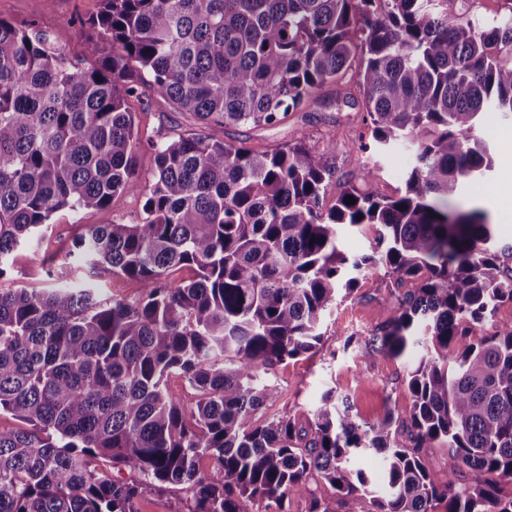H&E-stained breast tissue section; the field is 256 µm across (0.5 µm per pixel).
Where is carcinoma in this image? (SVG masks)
I'll return each mask as SVG.
<instances>
[{"label":"carcinoma","instance_id":"1","mask_svg":"<svg viewBox=\"0 0 512 512\" xmlns=\"http://www.w3.org/2000/svg\"><path fill=\"white\" fill-rule=\"evenodd\" d=\"M101 4L79 20L81 59L35 21L0 19V279L62 209L135 193L147 214L87 225L66 255L90 278L138 281L137 300L88 281L0 288V413L26 424L0 429V512H138L171 487L188 512H289L315 474L342 512H512V320H496L512 244L449 202L492 168L481 115L512 112V16L471 17L465 0ZM348 78L374 149L413 147L398 196L378 193L367 160L362 186L337 178L334 136L263 152L218 136L275 128L330 85L349 104ZM148 91L197 129L142 134L129 99ZM342 226L374 228L369 252L346 255ZM178 266L194 276L172 279ZM378 268L395 277L389 316L344 347L413 357L411 407L359 422L328 390L306 425L259 417L279 395L268 371L322 344L338 299ZM173 374L195 403L169 391ZM438 445L448 462L430 470L420 449ZM366 455L380 480L356 465Z\"/></svg>","mask_w":512,"mask_h":512}]
</instances>
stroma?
Masks as SVG:
<instances>
[{
  "label": "stroma",
  "instance_id": "35a3bbf8",
  "mask_svg": "<svg viewBox=\"0 0 512 512\" xmlns=\"http://www.w3.org/2000/svg\"><path fill=\"white\" fill-rule=\"evenodd\" d=\"M100 0H0V19L12 22L33 20L50 31L62 50L71 57L85 53V38L80 30L82 19L95 15ZM142 131L149 132L165 125L183 129L184 116L171 109L157 95L144 102H132ZM362 105L312 106L305 113L293 114L281 127L255 130L247 126L226 129L225 141L246 142L256 150L306 137L310 145L322 146L328 135L336 137L337 173L353 183H360V145L371 143L372 137L364 122ZM481 129L495 157V165L484 176L469 180L463 194L484 209L500 241L512 243V113L484 114ZM412 162L410 146L398 145L379 156L381 165L378 191L384 196L399 195L405 187V171ZM144 198L126 194L113 199L103 211L56 212L46 236L20 248L7 278L0 280L4 288L43 290L50 283L44 273L42 259L54 255L64 261L73 238L87 224L143 221ZM389 276L375 271L360 278L351 298L333 308L327 319L330 334L316 352L288 360L273 368L269 380L279 391L271 413L286 415L307 422L326 389H333L338 398L348 399L354 413L364 421L382 414L386 406L407 409L411 396L402 379L409 366L402 358L380 356L369 361L357 358L355 351L344 349L347 336H366L389 315Z\"/></svg>",
  "mask_w": 512,
  "mask_h": 512
}]
</instances>
